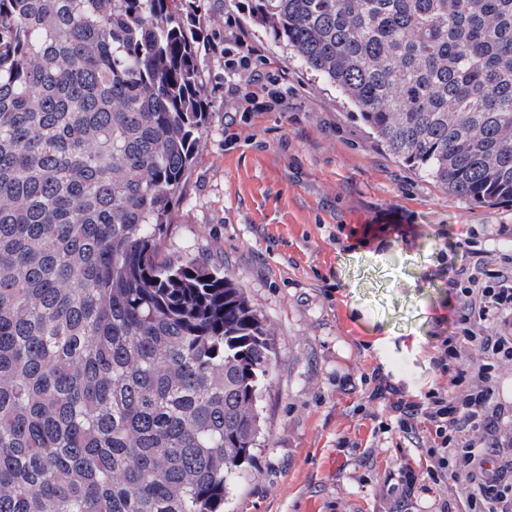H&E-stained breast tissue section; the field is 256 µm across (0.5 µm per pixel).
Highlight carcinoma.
<instances>
[{
  "label": "carcinoma",
  "mask_w": 512,
  "mask_h": 512,
  "mask_svg": "<svg viewBox=\"0 0 512 512\" xmlns=\"http://www.w3.org/2000/svg\"><path fill=\"white\" fill-rule=\"evenodd\" d=\"M195 0H0V512H224L273 329L162 263L208 122ZM395 158L512 203V0H247Z\"/></svg>",
  "instance_id": "cac0c4a2"
}]
</instances>
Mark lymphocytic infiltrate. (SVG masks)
Listing matches in <instances>:
<instances>
[{
	"label": "lymphocytic infiltrate",
	"mask_w": 512,
	"mask_h": 512,
	"mask_svg": "<svg viewBox=\"0 0 512 512\" xmlns=\"http://www.w3.org/2000/svg\"><path fill=\"white\" fill-rule=\"evenodd\" d=\"M224 67L231 85V111L248 102L250 111L261 112L280 104L278 89L263 83L258 65L265 57L248 43L235 18L226 21ZM454 285L461 293L460 336L442 342L433 363L447 374L449 385L409 395L388 381H380L371 397L382 401L389 416L384 432H393L410 447L425 450L430 460L427 483H418L413 471H405L408 486L422 493L439 489L444 477H452L468 512H512V458L501 455L503 439L512 429V404L496 395L498 366L512 361V254L505 253L497 267L477 262L456 270ZM477 349L482 361L464 362L469 349ZM479 434V443L468 442Z\"/></svg>",
	"instance_id": "obj_1"
}]
</instances>
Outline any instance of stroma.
<instances>
[{"label":"stroma","mask_w":512,"mask_h":512,"mask_svg":"<svg viewBox=\"0 0 512 512\" xmlns=\"http://www.w3.org/2000/svg\"><path fill=\"white\" fill-rule=\"evenodd\" d=\"M201 0L198 54L209 120L160 255L192 254L243 288L271 325L275 357L259 402L262 433L224 512H463L457 486L408 489L427 457L380 434L387 415L374 372L406 391L446 385L434 366L455 335L459 300L447 270L512 246V203L446 193L378 144L335 87L306 71L245 11ZM238 17L285 74L271 112H232L224 18Z\"/></svg>","instance_id":"1"}]
</instances>
